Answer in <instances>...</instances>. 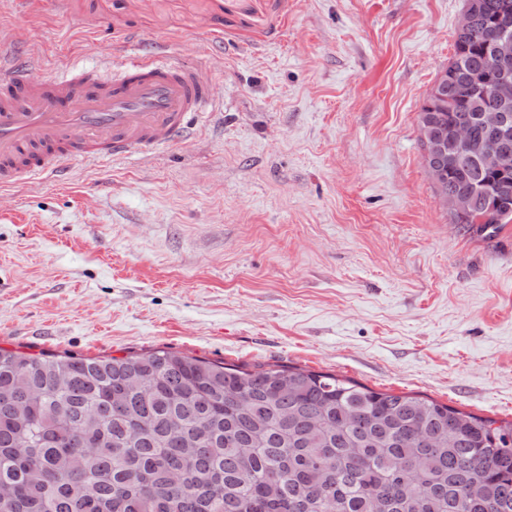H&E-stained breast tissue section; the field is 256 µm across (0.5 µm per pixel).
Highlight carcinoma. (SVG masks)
Returning <instances> with one entry per match:
<instances>
[{
	"instance_id": "obj_1",
	"label": "carcinoma",
	"mask_w": 512,
	"mask_h": 512,
	"mask_svg": "<svg viewBox=\"0 0 512 512\" xmlns=\"http://www.w3.org/2000/svg\"><path fill=\"white\" fill-rule=\"evenodd\" d=\"M464 5L420 113L435 137L473 127L470 157L444 159L468 212L448 211L490 238L512 224V139L480 169L479 116L512 119L492 62L512 0ZM0 512H512V421L289 364L0 349Z\"/></svg>"
}]
</instances>
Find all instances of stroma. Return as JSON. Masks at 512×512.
I'll list each match as a JSON object with an SVG mask.
<instances>
[{
    "instance_id": "35a3bbf8",
    "label": "stroma",
    "mask_w": 512,
    "mask_h": 512,
    "mask_svg": "<svg viewBox=\"0 0 512 512\" xmlns=\"http://www.w3.org/2000/svg\"><path fill=\"white\" fill-rule=\"evenodd\" d=\"M463 0H0L35 78L215 71L188 141L0 189V347L282 363L512 420V224L451 223L418 113Z\"/></svg>"
}]
</instances>
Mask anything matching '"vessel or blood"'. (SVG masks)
Wrapping results in <instances>:
<instances>
[{
	"mask_svg": "<svg viewBox=\"0 0 512 512\" xmlns=\"http://www.w3.org/2000/svg\"><path fill=\"white\" fill-rule=\"evenodd\" d=\"M213 97L201 68L151 54L109 76L82 68L32 80L0 64V187L78 158L174 144Z\"/></svg>",
	"mask_w": 512,
	"mask_h": 512,
	"instance_id": "obj_1",
	"label": "vessel or blood"
}]
</instances>
